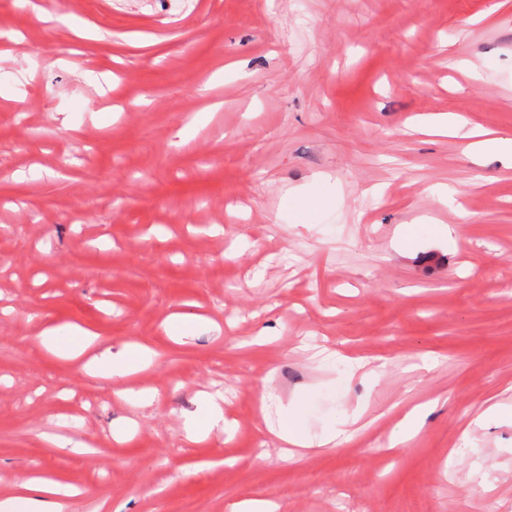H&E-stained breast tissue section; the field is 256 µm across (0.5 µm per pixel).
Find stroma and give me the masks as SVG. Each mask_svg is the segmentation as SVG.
<instances>
[{
	"instance_id": "1",
	"label": "stroma",
	"mask_w": 512,
	"mask_h": 512,
	"mask_svg": "<svg viewBox=\"0 0 512 512\" xmlns=\"http://www.w3.org/2000/svg\"><path fill=\"white\" fill-rule=\"evenodd\" d=\"M36 3L0 0L22 36L0 62V492L45 475L81 488L74 512H512V421H478L512 405V168L426 129L460 113L512 136V0ZM320 177L324 203L286 219ZM176 313L217 328L177 339ZM53 323L152 350L120 385L147 402L39 350ZM324 347L378 377L345 380ZM264 383L311 388V438L344 415L354 436L281 459ZM203 392L231 429L191 441ZM84 394L113 401L71 414ZM428 411V405H419L408 412L405 417L396 425L388 436L389 448H396L405 444L416 436L424 422Z\"/></svg>"
}]
</instances>
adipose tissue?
<instances>
[{
  "label": "adipose tissue",
  "mask_w": 512,
  "mask_h": 512,
  "mask_svg": "<svg viewBox=\"0 0 512 512\" xmlns=\"http://www.w3.org/2000/svg\"><path fill=\"white\" fill-rule=\"evenodd\" d=\"M97 342V333L74 324L48 326L38 337L40 350L61 357L77 358L86 349H93L94 355L86 363V370L110 380H120L154 362L152 353L145 347L126 345L116 351L100 350L96 347ZM307 397V391H300L290 405L280 407L276 421L269 423L270 432L280 443L297 448H323L347 436V421L342 418L332 423L319 440H311L300 424V412ZM186 427L189 439L198 441L214 433L226 432L227 423L214 397L205 394L198 399L197 409L187 419ZM76 493V488L71 485L44 478H25L12 493L0 495V512H70L69 502Z\"/></svg>",
  "instance_id": "obj_1"
}]
</instances>
